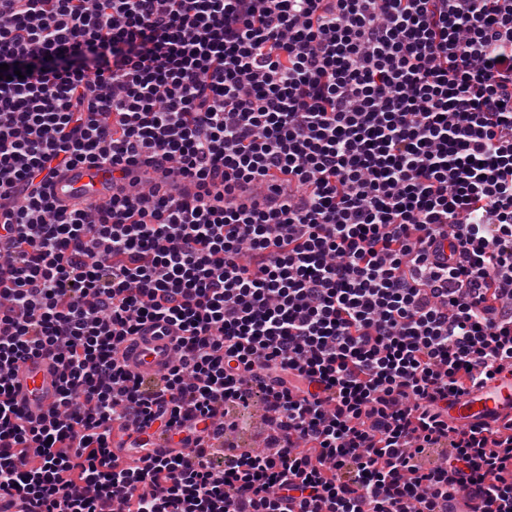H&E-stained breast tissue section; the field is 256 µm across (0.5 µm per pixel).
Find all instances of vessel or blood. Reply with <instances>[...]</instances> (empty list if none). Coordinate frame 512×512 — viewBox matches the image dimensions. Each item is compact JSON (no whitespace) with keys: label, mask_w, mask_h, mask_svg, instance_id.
I'll return each instance as SVG.
<instances>
[{"label":"vessel or blood","mask_w":512,"mask_h":512,"mask_svg":"<svg viewBox=\"0 0 512 512\" xmlns=\"http://www.w3.org/2000/svg\"><path fill=\"white\" fill-rule=\"evenodd\" d=\"M141 180L165 182L172 196H180L191 189L189 182L167 180L157 165L142 167ZM124 182L114 180L111 165L88 166L77 164L62 171L49 187L50 195L59 203H77L92 207L120 194ZM176 330L161 325L159 330H148L124 350L126 363L144 375L161 372L175 358ZM15 381L25 412L39 419L53 408L58 399L59 377L55 367L40 357L21 361ZM448 417L457 425L467 427L475 423L500 426L512 421V374L502 373L483 388L463 395L448 405Z\"/></svg>","instance_id":"vessel-or-blood-1"}]
</instances>
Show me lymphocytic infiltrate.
Here are the masks:
<instances>
[{"mask_svg": "<svg viewBox=\"0 0 512 512\" xmlns=\"http://www.w3.org/2000/svg\"><path fill=\"white\" fill-rule=\"evenodd\" d=\"M0 64V512H512V424L448 420L512 373V0H0ZM126 183L112 180V166L77 164L62 171L49 187L50 195L61 204L78 203L92 207L120 194ZM165 167H160L157 165L144 166L138 171V175L140 176L142 181L147 182H160L165 181L166 186L169 189V192L172 196L178 197L190 190H192V185L187 181L182 180H172L171 178L164 179L163 170ZM177 334L174 327L164 323L149 329L135 343L126 346L125 362L141 374H158L176 356L174 338ZM15 381L25 412L34 420L44 416L58 399V371L41 357L21 361Z\"/></svg>", "mask_w": 512, "mask_h": 512, "instance_id": "lymphocytic-infiltrate-1", "label": "lymphocytic infiltrate"}]
</instances>
